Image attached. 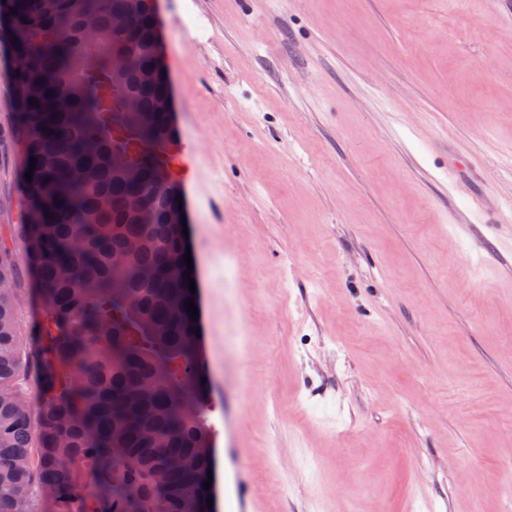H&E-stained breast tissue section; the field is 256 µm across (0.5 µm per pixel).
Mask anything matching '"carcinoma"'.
I'll use <instances>...</instances> for the list:
<instances>
[{
  "instance_id": "obj_1",
  "label": "carcinoma",
  "mask_w": 512,
  "mask_h": 512,
  "mask_svg": "<svg viewBox=\"0 0 512 512\" xmlns=\"http://www.w3.org/2000/svg\"><path fill=\"white\" fill-rule=\"evenodd\" d=\"M7 3L20 65L0 147L24 142L36 169L22 181L21 249L0 241V512H36V493L56 512H208L215 433L187 311L198 293L164 217L167 86L112 70L118 51L150 61L151 16L117 32L129 0ZM26 273L43 308L36 346L19 320Z\"/></svg>"
}]
</instances>
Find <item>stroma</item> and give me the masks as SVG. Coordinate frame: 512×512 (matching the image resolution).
I'll return each instance as SVG.
<instances>
[{"label":"stroma","mask_w":512,"mask_h":512,"mask_svg":"<svg viewBox=\"0 0 512 512\" xmlns=\"http://www.w3.org/2000/svg\"><path fill=\"white\" fill-rule=\"evenodd\" d=\"M215 428L262 512H512V12L155 0ZM198 20L197 40L184 25ZM485 170L476 199L448 149ZM22 143L0 155V236ZM241 428L224 432V408ZM171 173L180 182H192L195 177L194 152L186 147L174 148L170 153Z\"/></svg>","instance_id":"stroma-1"}]
</instances>
